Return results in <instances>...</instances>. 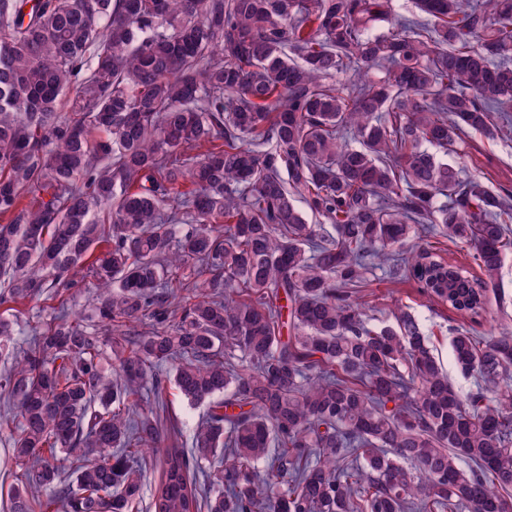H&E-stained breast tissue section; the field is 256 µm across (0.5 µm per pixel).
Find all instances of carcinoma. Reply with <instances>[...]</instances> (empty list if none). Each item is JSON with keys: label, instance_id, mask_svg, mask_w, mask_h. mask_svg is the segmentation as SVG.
<instances>
[{"label": "carcinoma", "instance_id": "1", "mask_svg": "<svg viewBox=\"0 0 512 512\" xmlns=\"http://www.w3.org/2000/svg\"><path fill=\"white\" fill-rule=\"evenodd\" d=\"M414 7L0 0V305L58 301L19 352L0 313L9 512H134L150 452L149 512H512V329H454L463 396L357 296L380 270L476 319L512 252V196L427 149L512 124V0ZM168 373L222 396L189 453ZM430 245H433L437 250H441V254L448 259V262L467 268L472 274L478 273V270L472 268V261L469 255L471 249L464 244L455 245L448 242L447 239L443 238H430L428 240ZM96 289L89 278L80 285L68 292L70 300L68 303L69 312L75 316L88 317L92 314V308L96 299Z\"/></svg>", "mask_w": 512, "mask_h": 512}]
</instances>
